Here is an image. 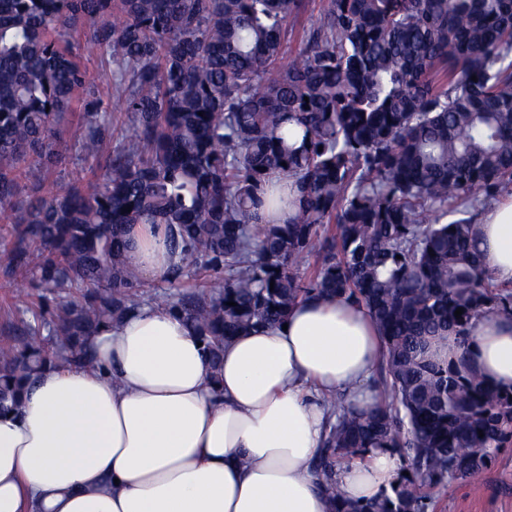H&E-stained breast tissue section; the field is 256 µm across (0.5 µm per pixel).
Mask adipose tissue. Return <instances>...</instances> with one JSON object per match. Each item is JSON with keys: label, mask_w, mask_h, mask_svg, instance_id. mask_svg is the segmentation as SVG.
Wrapping results in <instances>:
<instances>
[{"label": "adipose tissue", "mask_w": 512, "mask_h": 512, "mask_svg": "<svg viewBox=\"0 0 512 512\" xmlns=\"http://www.w3.org/2000/svg\"><path fill=\"white\" fill-rule=\"evenodd\" d=\"M484 269L512 283V194L475 226ZM161 224L132 225L125 261L162 281L173 260ZM471 359L512 386V321L472 331ZM380 345L366 309L305 300L286 325L225 343L211 368L197 333L144 305L91 340V367L42 370L19 410L0 412V512H329L313 461L323 396L368 402ZM396 470L386 451L342 470L338 489L365 502Z\"/></svg>", "instance_id": "ef3b65f1"}]
</instances>
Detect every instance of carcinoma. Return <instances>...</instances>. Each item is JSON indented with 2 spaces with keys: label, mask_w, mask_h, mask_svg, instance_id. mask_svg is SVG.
<instances>
[{
  "label": "carcinoma",
  "mask_w": 512,
  "mask_h": 512,
  "mask_svg": "<svg viewBox=\"0 0 512 512\" xmlns=\"http://www.w3.org/2000/svg\"><path fill=\"white\" fill-rule=\"evenodd\" d=\"M303 4L0 0V206L39 252L42 287L83 290L0 344V410L20 406L34 371L92 363L89 337L140 306L128 227L165 224L178 258L166 283L187 262L224 271L152 295L214 369L224 343L302 300L368 309L382 396L324 397L313 466L330 512H426L512 447V390L470 361L475 324L512 318V285L485 274L475 233L512 187V0H329L286 59ZM83 42L111 50L131 135L112 144L111 112L87 103L93 178L20 200V182L47 186L63 158L55 123L86 90ZM376 449L396 458L389 487L344 498L337 471Z\"/></svg>",
  "instance_id": "cac0c4a2"
}]
</instances>
